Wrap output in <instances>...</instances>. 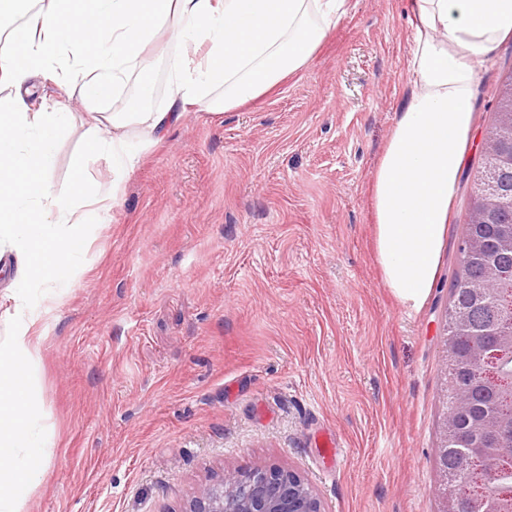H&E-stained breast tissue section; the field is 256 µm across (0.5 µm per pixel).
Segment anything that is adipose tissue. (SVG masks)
Masks as SVG:
<instances>
[{"mask_svg": "<svg viewBox=\"0 0 512 512\" xmlns=\"http://www.w3.org/2000/svg\"><path fill=\"white\" fill-rule=\"evenodd\" d=\"M348 0H0L11 53L0 58V252H9L13 331L0 341V512H22L47 467L49 440L37 426L30 383L37 370L35 290L70 288L83 255L92 190L85 160L104 159L120 187L146 144L163 139L187 108L227 112L271 92L304 68ZM417 24L414 91L400 113L372 184L375 245L384 282L415 309L436 276L448 207L474 122L478 69L512 34V0H410ZM204 60L172 64L168 105L157 112L123 101L131 77L162 29ZM64 95L29 104L34 79ZM85 110L83 150L66 190L50 174L71 98ZM143 129L130 137L131 125Z\"/></svg>", "mask_w": 512, "mask_h": 512, "instance_id": "1", "label": "adipose tissue"}]
</instances>
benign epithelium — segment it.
I'll use <instances>...</instances> for the list:
<instances>
[{
  "mask_svg": "<svg viewBox=\"0 0 512 512\" xmlns=\"http://www.w3.org/2000/svg\"><path fill=\"white\" fill-rule=\"evenodd\" d=\"M481 176L480 205L473 211L472 223L485 224L491 214L508 212L512 214V194L502 191L499 174L512 168V109L501 111L484 134L480 154ZM484 241L471 234L462 237L458 244L459 254L469 255L479 252ZM469 288L488 306H497L511 288H498L493 279L471 283ZM512 350V336H499L492 342L483 340L475 343L474 358L484 365L489 390L496 394L507 392V400L512 401V381H503L496 374L497 357L500 350ZM469 405V396L462 388H454L446 399L443 419V438L437 449V465L441 473L438 488L443 507L440 512H456V499L464 492L459 477H448L443 465L442 449L448 447V435L456 432L454 417ZM501 416L495 407L487 409L482 421L472 433L477 439L472 441L464 434L459 435L458 443L476 452L499 448ZM484 475L475 479L474 487L467 494L474 498L472 512H512V487L501 490L499 499L493 503L480 497ZM185 512H321L320 503L312 487L296 471L279 466L258 468L247 474L226 471L220 479L194 495L188 502Z\"/></svg>",
  "mask_w": 512,
  "mask_h": 512,
  "instance_id": "benign-epithelium-1",
  "label": "benign epithelium"
}]
</instances>
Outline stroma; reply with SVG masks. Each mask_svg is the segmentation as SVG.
<instances>
[{
	"label": "stroma",
	"mask_w": 512,
	"mask_h": 512,
	"mask_svg": "<svg viewBox=\"0 0 512 512\" xmlns=\"http://www.w3.org/2000/svg\"><path fill=\"white\" fill-rule=\"evenodd\" d=\"M405 0H350L308 64L220 115L198 105L86 229L71 288L41 299L33 407L49 467L24 512H183L217 473H301L323 512H438L443 325L469 184L419 310L386 288L371 183L410 100ZM180 49L140 63L165 105ZM512 73V35L474 85L465 161ZM56 145L69 184L84 109ZM343 443L322 458L321 433Z\"/></svg>",
	"instance_id": "stroma-1"
}]
</instances>
